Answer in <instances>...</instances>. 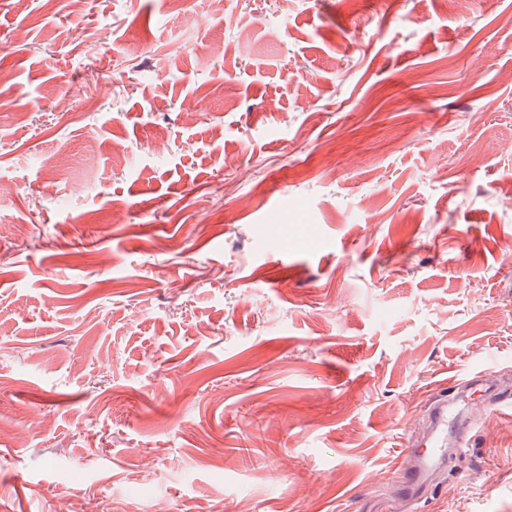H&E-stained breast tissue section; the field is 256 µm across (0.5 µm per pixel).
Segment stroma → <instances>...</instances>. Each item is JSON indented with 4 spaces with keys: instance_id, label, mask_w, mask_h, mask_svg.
<instances>
[{
    "instance_id": "1",
    "label": "stroma",
    "mask_w": 512,
    "mask_h": 512,
    "mask_svg": "<svg viewBox=\"0 0 512 512\" xmlns=\"http://www.w3.org/2000/svg\"><path fill=\"white\" fill-rule=\"evenodd\" d=\"M1 184L0 512H375L512 391V0H0ZM458 506L512 512V411ZM480 375H476L472 378L471 382L473 386H477L475 390L468 397L466 402V413L470 415V412L474 409H487L492 406H500L508 403L509 395L498 396L497 387L489 377L490 372L488 370H482ZM479 392L477 396L476 393ZM464 418L448 403V395L433 401L426 410L425 420L419 423L417 438L404 444L409 464L402 473V500L416 496L431 480L435 471H446L448 434L458 433Z\"/></svg>"
}]
</instances>
